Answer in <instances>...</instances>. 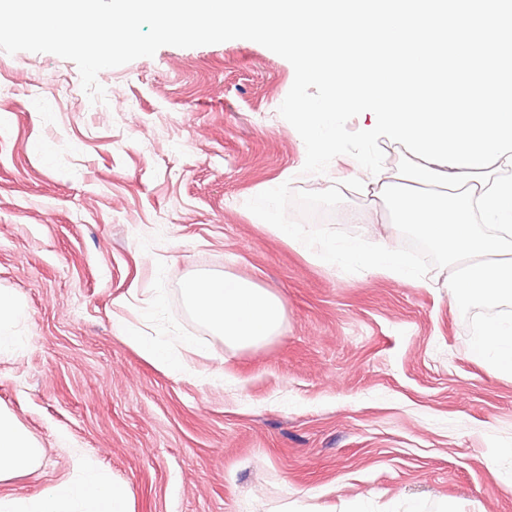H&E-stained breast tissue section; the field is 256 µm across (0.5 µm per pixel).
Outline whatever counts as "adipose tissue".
<instances>
[{
  "instance_id": "ef3b65f1",
  "label": "adipose tissue",
  "mask_w": 512,
  "mask_h": 512,
  "mask_svg": "<svg viewBox=\"0 0 512 512\" xmlns=\"http://www.w3.org/2000/svg\"><path fill=\"white\" fill-rule=\"evenodd\" d=\"M182 293L195 318L234 349L265 342L277 335L283 324L285 307L280 296L246 278L195 275L185 281ZM124 335L146 359L168 373L182 372L187 355L201 352L189 339L173 346L131 328L125 329ZM43 455V448L15 416L0 409V483L36 470ZM72 466L80 472V480H62L34 499L20 501L0 496V512H134L125 487L111 481L80 455H73Z\"/></svg>"
}]
</instances>
